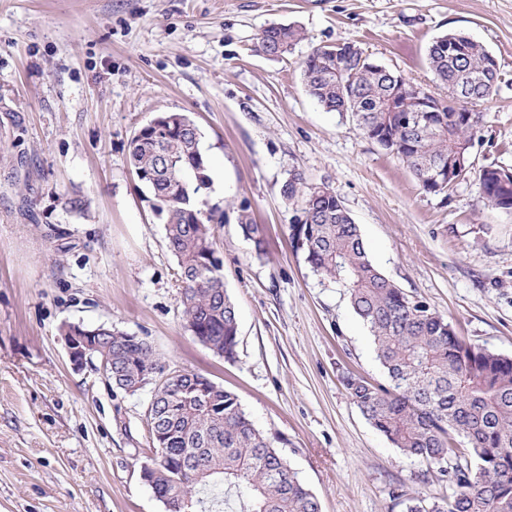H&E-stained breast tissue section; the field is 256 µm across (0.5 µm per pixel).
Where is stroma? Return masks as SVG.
<instances>
[{
	"label": "stroma",
	"instance_id": "obj_1",
	"mask_svg": "<svg viewBox=\"0 0 512 512\" xmlns=\"http://www.w3.org/2000/svg\"><path fill=\"white\" fill-rule=\"evenodd\" d=\"M301 38L279 59L260 31ZM462 31L502 80L479 106L473 171L447 193L306 93L314 49L359 45L416 84L426 51ZM185 112L202 133L214 241L238 316L235 359L187 331L176 259L128 163L134 133ZM512 170V0H0V512H165L140 478L151 389L71 368L63 323L146 339L173 369L202 372L317 496L321 512H402L392 491L451 498L449 477L403 455L344 383L387 378L344 288L289 239L290 170L327 183L379 270L457 335L512 358V213L485 206L480 168ZM86 202L66 209V197ZM262 225L256 258L240 212ZM299 38L300 32L294 25L273 24L260 32L255 51L267 57L282 58Z\"/></svg>",
	"mask_w": 512,
	"mask_h": 512
}]
</instances>
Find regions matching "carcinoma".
I'll use <instances>...</instances> for the list:
<instances>
[{"instance_id": "carcinoma-1", "label": "carcinoma", "mask_w": 512, "mask_h": 512, "mask_svg": "<svg viewBox=\"0 0 512 512\" xmlns=\"http://www.w3.org/2000/svg\"><path fill=\"white\" fill-rule=\"evenodd\" d=\"M455 37L462 57L448 54L447 35L436 37L427 59L436 87L456 88L474 107L489 99L499 80L479 83L476 76L489 52L464 32ZM300 38L291 24H273L257 37L258 54L281 58ZM348 71L359 92L350 106L338 93L336 75ZM307 93L327 112L351 110L356 130L396 156L414 173L424 191L429 167L446 162L457 145L472 142L481 128L480 112H420L413 116L412 82L380 69L370 59L347 64L346 55L328 46L314 49L301 63ZM181 112H164L141 128L128 144L134 172L162 166V152L177 158L162 178L146 182L147 201L162 221L167 246L177 261L182 317L194 337L228 360L238 346L237 312L224 285V264L217 262L212 225L224 214L207 207L210 176L201 141L179 130ZM484 204L503 206L494 173H479ZM281 196L297 207L290 225L295 250L317 274L347 289L350 305L372 336L390 387L362 377L346 379L353 402L370 424L403 454L430 465L456 461V490L449 501L394 498L404 512H512V358L494 353L448 331V321L427 303L415 301L387 278L369 258L341 198L328 185L311 184L296 170L288 173ZM243 235L257 257L266 254L264 230L247 215L239 218ZM122 382L137 380L162 363L143 338L111 330L97 350ZM203 374L186 370L153 385L149 412L152 447L144 463L154 469L151 486L165 512H224L236 497L237 512H320L316 495L242 410L237 396L213 384L192 391ZM166 434L159 444L155 432Z\"/></svg>"}]
</instances>
